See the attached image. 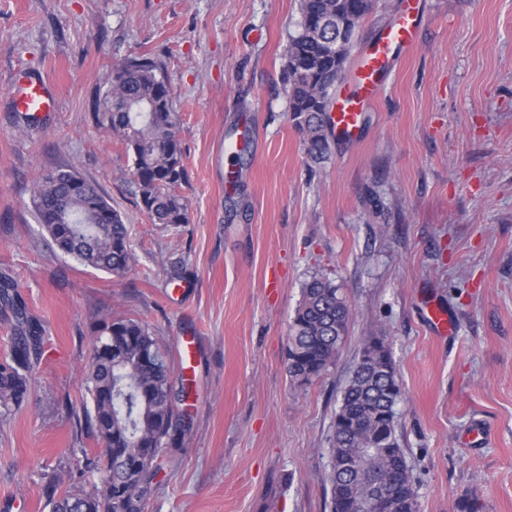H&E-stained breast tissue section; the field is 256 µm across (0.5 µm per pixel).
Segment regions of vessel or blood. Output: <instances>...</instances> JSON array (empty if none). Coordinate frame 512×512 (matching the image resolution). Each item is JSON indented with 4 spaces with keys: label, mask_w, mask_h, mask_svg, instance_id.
I'll return each instance as SVG.
<instances>
[{
    "label": "vessel or blood",
    "mask_w": 512,
    "mask_h": 512,
    "mask_svg": "<svg viewBox=\"0 0 512 512\" xmlns=\"http://www.w3.org/2000/svg\"><path fill=\"white\" fill-rule=\"evenodd\" d=\"M420 22L417 0H404L394 21L360 53L352 75L357 89L339 98L332 114L338 136L348 140L360 137L366 107L381 90L396 55L415 49ZM12 95L16 108L25 113L46 112L54 105L49 90L41 82H22Z\"/></svg>",
    "instance_id": "1"
}]
</instances>
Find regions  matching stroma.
I'll return each mask as SVG.
<instances>
[{
  "mask_svg": "<svg viewBox=\"0 0 512 512\" xmlns=\"http://www.w3.org/2000/svg\"><path fill=\"white\" fill-rule=\"evenodd\" d=\"M414 53L395 60L364 134L309 158L289 112L285 52L299 0H0V276L43 326L22 405L0 418V512H50L43 486L93 491L99 444L76 418L105 315L142 321L193 385L191 428L145 512H332L330 436L370 336L402 385L397 433L419 512H512V0H421ZM148 54L181 122L188 224L151 223L132 160L92 119L113 64ZM41 80L56 106L13 103ZM247 137L236 188L224 150ZM70 166L129 229L114 276L55 251L32 204ZM377 195L384 216L368 199ZM353 310L334 365L298 387L288 325L312 276ZM453 317L436 333L426 305ZM190 342V358L182 342Z\"/></svg>",
  "mask_w": 512,
  "mask_h": 512,
  "instance_id": "35a3bbf8",
  "label": "stroma"
}]
</instances>
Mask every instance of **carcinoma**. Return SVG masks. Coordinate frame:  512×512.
<instances>
[{"label":"carcinoma","mask_w":512,"mask_h":512,"mask_svg":"<svg viewBox=\"0 0 512 512\" xmlns=\"http://www.w3.org/2000/svg\"><path fill=\"white\" fill-rule=\"evenodd\" d=\"M373 0H300L301 24L286 49L288 112L303 137L308 156L324 158L332 131L328 108L358 29ZM345 24V41L335 48L336 24ZM93 120L119 139L132 155V177L141 208L155 224L188 223L187 200L178 189L185 179L184 154L177 137L180 117L161 65L144 55L112 68L99 93ZM72 167L44 171L35 182L33 205L39 224L55 247L81 264L121 276L135 254L129 230L99 188ZM0 306L12 313L11 348L0 361V409L6 412L27 397L35 360L41 353L42 327L27 310L13 281L0 277ZM352 311L330 279L313 276L288 332V374L306 385L334 364L347 336ZM94 344L112 340V363L87 366L89 404L86 429L102 444L86 465L103 472L92 493L73 489L57 495L55 480L43 489L52 512H97L99 496L110 493L112 512H144L156 474V459L177 446L188 423L170 401L172 365L162 341L148 325L127 317H104L93 327ZM400 380L385 339L370 338L342 392L332 423L333 464L327 481L332 512H371V478L392 483L390 512H418L417 493L408 472L396 425Z\"/></svg>","instance_id":"obj_1"}]
</instances>
